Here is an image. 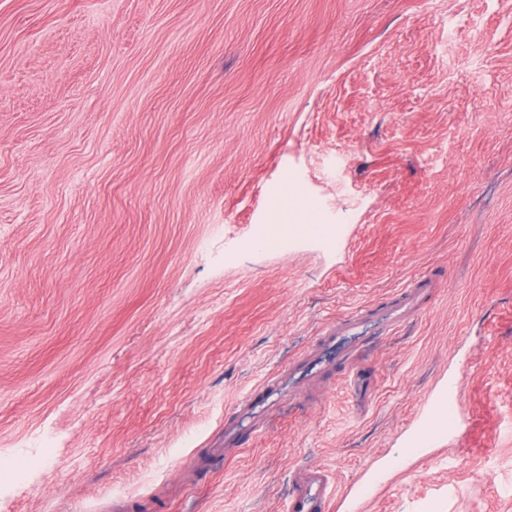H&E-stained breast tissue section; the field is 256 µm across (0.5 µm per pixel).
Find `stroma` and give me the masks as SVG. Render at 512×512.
<instances>
[{
    "mask_svg": "<svg viewBox=\"0 0 512 512\" xmlns=\"http://www.w3.org/2000/svg\"><path fill=\"white\" fill-rule=\"evenodd\" d=\"M315 466L331 512H512V0H0V512H285ZM436 282L432 276L423 275L411 281L393 299L390 305L372 306L356 310L349 315L336 318L320 333L321 343L334 342L336 337L355 335L362 323L374 317L386 327H396L409 319L426 302L435 288ZM277 382L276 379L270 378L265 380L258 387L252 389L243 401L240 403V406H244L247 408H256L260 405L268 404L273 396L275 395L274 390H276Z\"/></svg>",
    "mask_w": 512,
    "mask_h": 512,
    "instance_id": "obj_1",
    "label": "stroma"
}]
</instances>
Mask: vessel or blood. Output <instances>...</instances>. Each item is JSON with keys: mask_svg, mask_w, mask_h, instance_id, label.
<instances>
[{"mask_svg": "<svg viewBox=\"0 0 512 512\" xmlns=\"http://www.w3.org/2000/svg\"><path fill=\"white\" fill-rule=\"evenodd\" d=\"M435 285L433 277H418L397 294L391 304L359 309L337 318L321 331L320 340L326 343L335 341L339 336L356 334L363 322L375 317L380 318L385 326H399L422 307ZM276 387L275 379L265 380L246 395L243 406L256 408L268 404ZM330 505V477L327 472L315 467L296 470L287 512H329Z\"/></svg>", "mask_w": 512, "mask_h": 512, "instance_id": "vessel-or-blood-1", "label": "vessel or blood"}]
</instances>
